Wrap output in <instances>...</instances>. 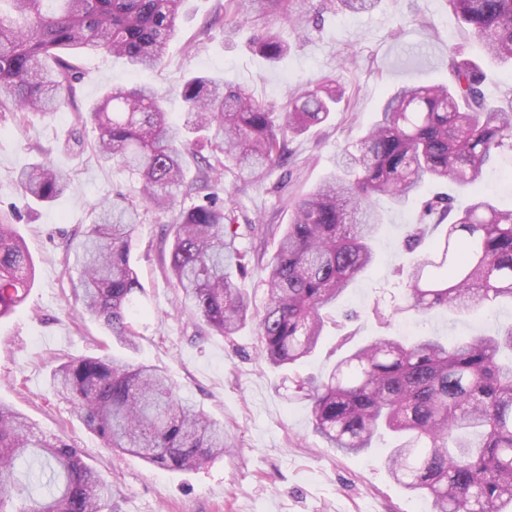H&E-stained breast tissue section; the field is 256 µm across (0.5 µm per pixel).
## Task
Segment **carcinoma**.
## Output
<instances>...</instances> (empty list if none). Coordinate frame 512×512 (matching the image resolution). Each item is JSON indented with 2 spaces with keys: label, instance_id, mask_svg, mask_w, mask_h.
<instances>
[{
  "label": "carcinoma",
  "instance_id": "obj_1",
  "mask_svg": "<svg viewBox=\"0 0 512 512\" xmlns=\"http://www.w3.org/2000/svg\"><path fill=\"white\" fill-rule=\"evenodd\" d=\"M183 0H0V108L54 114L73 92L78 59L107 53L132 73L164 62L178 33ZM280 16L305 22L298 0H266ZM487 58L512 64V0H446ZM379 0H336L339 10L364 13ZM255 49L269 61L290 51L267 29ZM448 78L402 86L380 118L344 146L336 170L291 207L273 257L256 268L266 303L258 314L260 357L274 368L314 353L328 310L374 262L381 228L373 198L404 204L427 182L472 187L484 170L512 152V91L490 103L480 67L448 49ZM184 128L208 132L213 151L197 175L184 178L194 144L180 140L161 97L147 84L112 88L90 112L95 149L136 174L140 199L173 211L177 196L197 200L165 225L167 272L181 302L216 336L236 335L253 318L230 269L245 268L237 218L213 191L219 167L260 182L287 153L288 136L325 123L342 99L336 79L286 95L278 110L251 90L192 75L182 85ZM39 204L64 193L66 176L52 163L17 177ZM442 234L408 275L403 309L463 313L500 299L512 301V209L476 195L461 212L441 205ZM87 229L75 234L83 311L119 343L134 345L130 319L142 284L132 263L137 205L118 193L96 203ZM35 276L25 239L0 215V319L26 299ZM311 424L336 453L369 451L374 435L400 436L387 456L391 477L431 501L432 512H512V323L448 347L437 336L413 341L379 336L341 358L322 379H302ZM51 388L66 399L103 447L132 452L167 470L188 471L224 455V429L177 397L157 367L112 356L71 357L53 366ZM48 488L14 509V495ZM112 490L62 437L40 435L23 414L0 404V512H110Z\"/></svg>",
  "mask_w": 512,
  "mask_h": 512
}]
</instances>
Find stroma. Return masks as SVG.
I'll return each instance as SVG.
<instances>
[{
  "instance_id": "35a3bbf8",
  "label": "stroma",
  "mask_w": 512,
  "mask_h": 512,
  "mask_svg": "<svg viewBox=\"0 0 512 512\" xmlns=\"http://www.w3.org/2000/svg\"><path fill=\"white\" fill-rule=\"evenodd\" d=\"M224 3L184 0L182 36L154 71L138 77L121 59L89 55L79 62L73 97L54 115L30 113L20 122L15 113L0 112V213L13 215L36 267L25 304L0 320V403L24 413L40 433L65 437L79 448L84 461L111 484L112 512H431L429 499L410 494L389 475L386 456L396 444L391 435L375 438L368 454H336L314 433L311 403L299 397L295 381L325 376L342 356L346 339L355 345L400 332L454 342L512 322L508 302L461 316L437 310L422 317L398 308L404 270L414 261L403 249L412 224H427L433 239L441 233L425 200L450 195L463 207L470 190L441 182L403 206L377 198L383 227L373 242V268L330 310L315 353L290 370L271 368L259 358L255 322L230 339L196 335L194 313L180 308L159 249L168 218L152 210L134 233L142 283L135 346L117 343L83 317L72 286L80 265L67 250L68 240L75 229L89 226L90 209L100 197L117 191L139 197L137 176L121 164L100 163L93 151L97 129L86 115L104 91L138 80L150 83L164 95L170 120L180 125L187 111L181 83L190 71L249 86L274 106L286 92L334 76L345 88L343 99L328 123L290 139L287 162L259 183L225 172L215 184L231 199L239 224L261 218L283 226L293 202L330 174L337 152L375 121L390 90L444 81L449 47L459 44L468 56L480 55L446 0H381L373 11L352 16L334 0H306L305 12L319 23L305 28L289 25L269 6L252 4L248 24L236 30L224 21ZM266 28L290 44L284 58L271 62L254 51V36ZM45 159L66 173L68 187L53 203L38 205L19 190L16 175ZM107 349L166 370L181 399L223 425V456L193 471L173 472L104 448L71 405L53 394L48 379L57 359Z\"/></svg>"
}]
</instances>
